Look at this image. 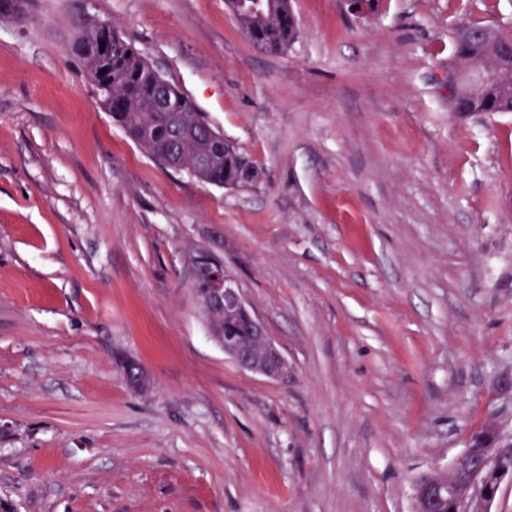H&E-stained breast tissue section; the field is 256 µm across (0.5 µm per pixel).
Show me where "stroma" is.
Segmentation results:
<instances>
[{"mask_svg":"<svg viewBox=\"0 0 512 512\" xmlns=\"http://www.w3.org/2000/svg\"><path fill=\"white\" fill-rule=\"evenodd\" d=\"M292 8L283 52L225 0L0 16V498L18 512H413L480 425L512 435V113L460 116L446 86L459 20L512 31V0ZM82 19L132 41L256 181L146 154L72 51ZM202 252L285 376L211 339ZM217 261L206 253H201L196 257V269L202 271ZM206 276L201 273L196 279L197 293L203 304L205 296L210 288L208 306L210 310H234L246 311L249 314V333L253 345L265 350H277L270 336H267L260 322L249 312L242 297L241 291L237 288L232 278L224 271L222 266H210L206 270ZM208 281V285H207Z\"/></svg>","mask_w":512,"mask_h":512,"instance_id":"1","label":"stroma"}]
</instances>
